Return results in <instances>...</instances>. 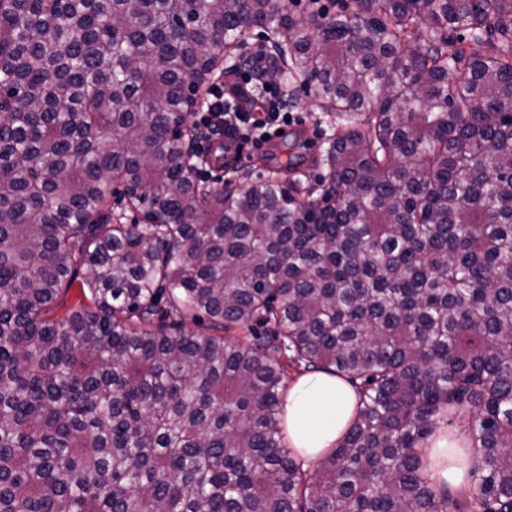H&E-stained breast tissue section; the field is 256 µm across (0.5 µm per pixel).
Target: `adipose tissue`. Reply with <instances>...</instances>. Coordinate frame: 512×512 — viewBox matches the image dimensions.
<instances>
[{"label": "adipose tissue", "mask_w": 512, "mask_h": 512, "mask_svg": "<svg viewBox=\"0 0 512 512\" xmlns=\"http://www.w3.org/2000/svg\"><path fill=\"white\" fill-rule=\"evenodd\" d=\"M356 396L349 384L326 372H308L291 386L284 407V436L304 464L317 462L336 446L353 417ZM462 450L447 432H439L431 455L439 480L462 487L466 472Z\"/></svg>", "instance_id": "adipose-tissue-1"}]
</instances>
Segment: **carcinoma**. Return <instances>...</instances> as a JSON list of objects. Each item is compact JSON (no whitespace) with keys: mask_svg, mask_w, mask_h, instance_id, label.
<instances>
[{"mask_svg":"<svg viewBox=\"0 0 512 512\" xmlns=\"http://www.w3.org/2000/svg\"><path fill=\"white\" fill-rule=\"evenodd\" d=\"M255 27L334 130L305 191L173 133ZM277 351L357 394L314 470ZM0 512H512V0H0ZM468 419V412L458 413L453 417V423L448 426V431L456 437L464 438ZM448 431L447 428H444L436 436L431 455L432 469L440 481L463 487L466 484V472L460 463V457L462 456L461 446L458 444V441L448 438Z\"/></svg>","mask_w":512,"mask_h":512,"instance_id":"carcinoma-1","label":"carcinoma"}]
</instances>
